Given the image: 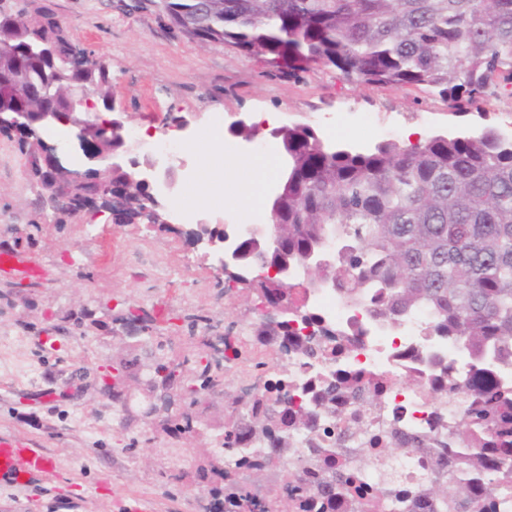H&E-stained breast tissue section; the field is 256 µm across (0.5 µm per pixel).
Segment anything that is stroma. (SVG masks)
Here are the masks:
<instances>
[{
	"instance_id": "obj_1",
	"label": "stroma",
	"mask_w": 512,
	"mask_h": 512,
	"mask_svg": "<svg viewBox=\"0 0 512 512\" xmlns=\"http://www.w3.org/2000/svg\"><path fill=\"white\" fill-rule=\"evenodd\" d=\"M56 18L77 46L102 55L112 78V103L128 113L129 129L147 141L180 131L194 165L206 180H224L208 209L191 218L173 217L171 227L115 224L105 218L55 223L41 210L38 188L26 172L15 142L0 137V250H15L48 271L26 284L0 275V433L39 443L57 470L51 490L34 486L24 494L0 488V512H119L118 500L152 498L155 512H205L207 492L195 472L224 433V409L243 394L231 379L223 391L202 395L199 435L175 436L148 417L145 379L126 389L127 406L99 392L89 371L127 355L125 331L114 321L129 307L157 320L172 357L207 361L226 333L242 335L254 297L229 287L218 273V257L189 235L193 224L227 226L247 220L242 196L254 177L244 171L223 176L233 165L213 163L212 126L223 143L237 139L230 124L274 113L278 124H306L318 135L321 115H336V143L354 146L362 135L372 143L421 136L470 135L503 126L512 98L493 96L477 110L451 114L447 103L424 88L359 85L334 68L319 66L298 79L271 76L259 60L221 46H198L170 30L156 9L135 0H49ZM42 233L17 247L31 223ZM98 327L74 328L80 313ZM186 478L170 482L171 470Z\"/></svg>"
}]
</instances>
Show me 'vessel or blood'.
<instances>
[{
	"label": "vessel or blood",
	"instance_id": "vessel-or-blood-1",
	"mask_svg": "<svg viewBox=\"0 0 512 512\" xmlns=\"http://www.w3.org/2000/svg\"><path fill=\"white\" fill-rule=\"evenodd\" d=\"M0 271L26 281L44 275L42 267L28 264L10 253L0 254ZM55 476L45 450L35 441L14 434H0V486L15 491L33 482L48 483Z\"/></svg>",
	"mask_w": 512,
	"mask_h": 512
}]
</instances>
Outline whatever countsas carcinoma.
<instances>
[{
    "label": "carcinoma",
    "mask_w": 512,
    "mask_h": 512,
    "mask_svg": "<svg viewBox=\"0 0 512 512\" xmlns=\"http://www.w3.org/2000/svg\"><path fill=\"white\" fill-rule=\"evenodd\" d=\"M186 39L200 46L223 44L261 60L268 73L294 78L312 65L332 66L364 85L423 87L437 92L455 114L489 95L512 97V0H147ZM31 28L19 31L0 21V84L21 85L18 103L30 112H67L75 89L96 88L103 111L111 110L109 72L80 65L77 47L42 0H28ZM57 44L46 59L31 50L35 39ZM288 170L265 220L279 225V247L270 263L285 260L310 266L309 288L319 275L310 265L333 239L341 247L328 266L334 285L350 297L373 289V312L395 326L413 307L434 312V330L464 344L474 359L488 344L512 356V138L495 126L476 135H434L417 142L385 140L366 151L324 146L313 128L295 125L281 141ZM129 168L101 169L97 177L122 184ZM91 186L66 196L67 206L39 198L55 223L66 224L85 208L100 210ZM151 197L139 188L123 223L142 221ZM134 343L157 330L142 312L119 314ZM153 376L151 406L176 396L185 409L169 429L183 433L195 418L197 395L224 385L223 365L176 360L159 341L149 349ZM139 358L122 356L97 377L100 389L122 402L126 382L137 377ZM278 404L252 403L250 413L275 426L288 412V388L278 383ZM483 436L484 454L512 449V401L479 391L461 411L453 435L467 448ZM243 428L224 427L221 450L242 442ZM210 497L206 512H240L251 501L224 498L231 470L196 469ZM459 504L485 512L469 495L462 476L451 479Z\"/></svg>",
    "instance_id": "cac0c4a2"
}]
</instances>
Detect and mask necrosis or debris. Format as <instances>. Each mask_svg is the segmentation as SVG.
Wrapping results in <instances>:
<instances>
[{"mask_svg": "<svg viewBox=\"0 0 512 512\" xmlns=\"http://www.w3.org/2000/svg\"><path fill=\"white\" fill-rule=\"evenodd\" d=\"M305 277L300 265L288 272L289 281L300 286L297 310L288 316L294 336H251L247 342L261 354H276L267 379L287 377L289 393L314 401L311 421L289 425L284 465L272 467L271 484L249 486L250 471L240 468L235 472L239 485L249 486L260 503L273 495L284 499L305 472L334 479L359 460L362 496L335 487L324 512H380L375 503L384 487L412 488L424 478L447 483L461 464L447 442L472 394L468 387L450 388L449 379L464 373L512 394V356L500 357L490 348L480 362H472L460 342L434 335L428 309H415L393 329L374 315L368 301H349L327 286L303 287ZM312 313L323 320L324 349L310 357L300 344L314 330L307 321ZM333 379L344 380L347 390L336 400H323ZM473 497L493 501L495 512H512V455L489 456Z\"/></svg>", "mask_w": 512, "mask_h": 512, "instance_id": "4bbe7bcc", "label": "necrosis or debris"}]
</instances>
